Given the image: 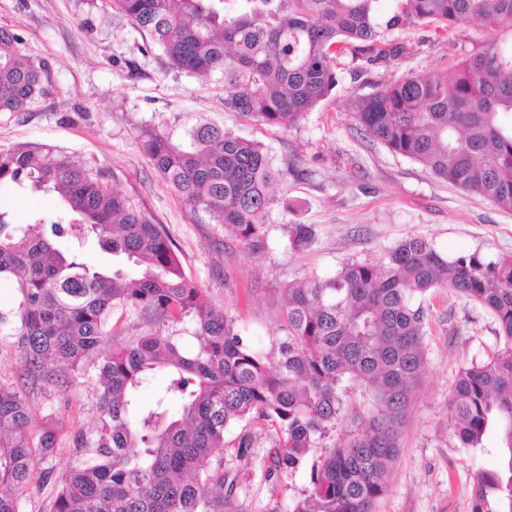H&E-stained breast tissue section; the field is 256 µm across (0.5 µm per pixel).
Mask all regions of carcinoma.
I'll return each instance as SVG.
<instances>
[{
    "instance_id": "obj_1",
    "label": "carcinoma",
    "mask_w": 512,
    "mask_h": 512,
    "mask_svg": "<svg viewBox=\"0 0 512 512\" xmlns=\"http://www.w3.org/2000/svg\"><path fill=\"white\" fill-rule=\"evenodd\" d=\"M159 47L172 68L220 75L224 111L290 130L338 85L342 55L375 62L397 55L388 32L399 25L488 28L459 69L408 75L355 101V119L393 152L438 178L512 210V0H111ZM0 27V112H24L49 92L46 62ZM141 148L194 210L208 214L255 250L266 247L273 182L282 170L255 141L203 125L190 144L145 129ZM55 191L63 216L22 227L0 212V281H16L0 307V336L18 349L31 380L59 382L97 373L96 429L74 446L91 455L63 472L40 473L52 456L55 423L36 419L22 390L0 384V512H24L33 481L52 485L49 512H249L237 489L250 481L252 436L224 458L226 431L259 424L271 443L269 477L293 474L345 419L344 437L310 470V488L289 512H375L426 360L421 301L446 288L489 311L498 348L461 367L449 400L461 447L498 437V469L474 475L470 512H512V256L448 257L409 239L375 260L350 261L327 277L278 289L271 350L244 342L236 321L206 301L161 224L131 208L81 160L22 144L0 149V183ZM50 225L52 236L44 226ZM92 239L118 259L110 269L55 239ZM308 224L288 225L300 250ZM133 337L102 349L113 315ZM198 340L178 341L183 325ZM158 371L168 383L152 403L141 387ZM358 386L367 404L351 400Z\"/></svg>"
}]
</instances>
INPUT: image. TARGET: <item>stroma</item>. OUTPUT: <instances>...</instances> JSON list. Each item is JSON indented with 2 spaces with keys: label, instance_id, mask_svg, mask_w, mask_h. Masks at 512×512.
Wrapping results in <instances>:
<instances>
[{
  "label": "stroma",
  "instance_id": "35a3bbf8",
  "mask_svg": "<svg viewBox=\"0 0 512 512\" xmlns=\"http://www.w3.org/2000/svg\"><path fill=\"white\" fill-rule=\"evenodd\" d=\"M0 26L18 32L25 53L47 63L52 83L49 94L26 111L0 112V148L42 144L102 172L105 183L133 208L166 226L186 272L212 304L236 319L242 336L258 350L270 348L276 290L285 281L333 274L347 261L378 256L410 238L432 242L449 256L512 255V211L393 153L354 118V100L372 93L376 84L455 70L476 43L488 38L486 29L392 30L389 38L404 46L402 56L369 65L363 73L344 63L332 96L285 131L225 111L219 76L202 79L172 69L157 47L142 53L140 33L109 0H0ZM206 123L261 142L283 171L274 187L267 249H251L206 213L192 210L141 151L142 129L160 128L185 145L191 131ZM59 207L57 195L0 184V210L14 223L55 217ZM291 224L314 225L313 243L291 249L286 237ZM425 308L422 380L376 512H469L475 472L496 469L499 462L494 439L480 451L461 448L448 412L460 367L494 349L495 320L480 305L445 289L432 293ZM97 387L92 374L28 391L34 414L52 415L58 426L54 456L35 458V470L60 472L85 460L73 436L97 424ZM249 431L254 440V479L245 490L250 510L287 512L308 489L310 469L265 479L269 443L260 425Z\"/></svg>",
  "mask_w": 512,
  "mask_h": 512
}]
</instances>
